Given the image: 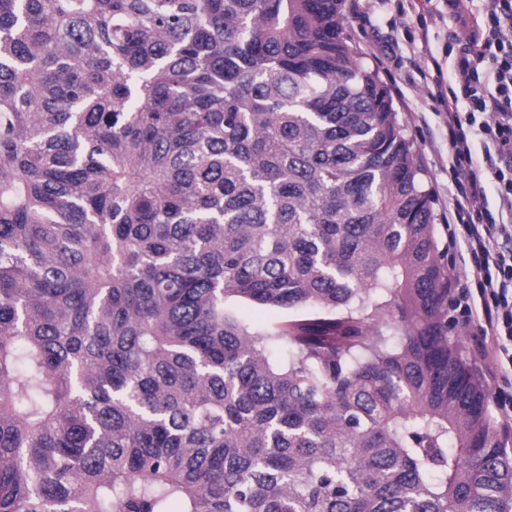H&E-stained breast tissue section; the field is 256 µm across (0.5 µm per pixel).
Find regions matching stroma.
Instances as JSON below:
<instances>
[{
  "label": "stroma",
  "mask_w": 512,
  "mask_h": 512,
  "mask_svg": "<svg viewBox=\"0 0 512 512\" xmlns=\"http://www.w3.org/2000/svg\"><path fill=\"white\" fill-rule=\"evenodd\" d=\"M343 27L352 45L365 53L389 87L396 109L427 173L436 205V234L447 245L448 132L439 106L427 98L421 67L438 60L449 69L448 37L454 23L446 0H360L358 10H345Z\"/></svg>",
  "instance_id": "1"
}]
</instances>
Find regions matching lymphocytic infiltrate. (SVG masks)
<instances>
[{"label": "lymphocytic infiltrate", "instance_id": "lymphocytic-infiltrate-1", "mask_svg": "<svg viewBox=\"0 0 512 512\" xmlns=\"http://www.w3.org/2000/svg\"><path fill=\"white\" fill-rule=\"evenodd\" d=\"M468 0H448L459 26L448 38L453 57L447 84L426 80L448 118V154L454 174L449 221L464 235H449V250L465 246L469 266L455 278L452 306L474 332L478 355L493 361L500 382L499 408H512V0H490L482 15L467 11ZM483 143L474 155L473 137ZM495 188L497 211L487 206Z\"/></svg>", "mask_w": 512, "mask_h": 512}]
</instances>
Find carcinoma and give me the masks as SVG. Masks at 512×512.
<instances>
[{"mask_svg": "<svg viewBox=\"0 0 512 512\" xmlns=\"http://www.w3.org/2000/svg\"><path fill=\"white\" fill-rule=\"evenodd\" d=\"M344 7L0 0V512H512ZM228 306L254 329L268 330L288 321L291 316L288 310L262 307L247 302H230Z\"/></svg>", "mask_w": 512, "mask_h": 512, "instance_id": "obj_1", "label": "carcinoma"}]
</instances>
